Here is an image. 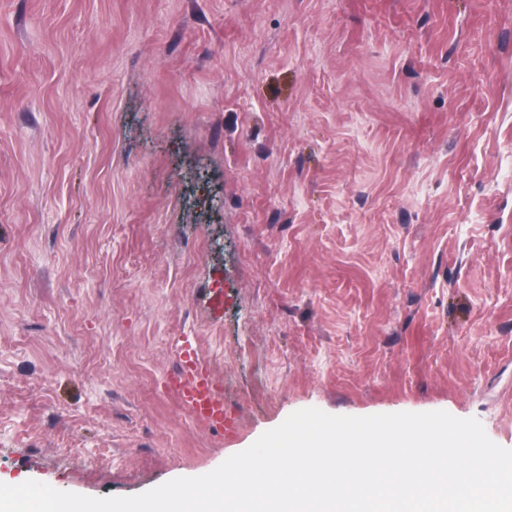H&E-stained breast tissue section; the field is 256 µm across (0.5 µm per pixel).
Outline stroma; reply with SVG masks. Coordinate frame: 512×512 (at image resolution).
Returning <instances> with one entry per match:
<instances>
[{"instance_id": "stroma-1", "label": "stroma", "mask_w": 512, "mask_h": 512, "mask_svg": "<svg viewBox=\"0 0 512 512\" xmlns=\"http://www.w3.org/2000/svg\"><path fill=\"white\" fill-rule=\"evenodd\" d=\"M305 408L512 449V0H0V483L135 496ZM177 351L178 383L173 393L200 427L228 435L232 426L225 412L223 386L189 339H180Z\"/></svg>"}]
</instances>
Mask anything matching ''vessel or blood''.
Instances as JSON below:
<instances>
[{"instance_id": "vessel-or-blood-1", "label": "vessel or blood", "mask_w": 512, "mask_h": 512, "mask_svg": "<svg viewBox=\"0 0 512 512\" xmlns=\"http://www.w3.org/2000/svg\"><path fill=\"white\" fill-rule=\"evenodd\" d=\"M178 383L174 393L196 423L209 431L229 434L232 427L224 406V390L209 365L199 357L189 339L177 343Z\"/></svg>"}]
</instances>
